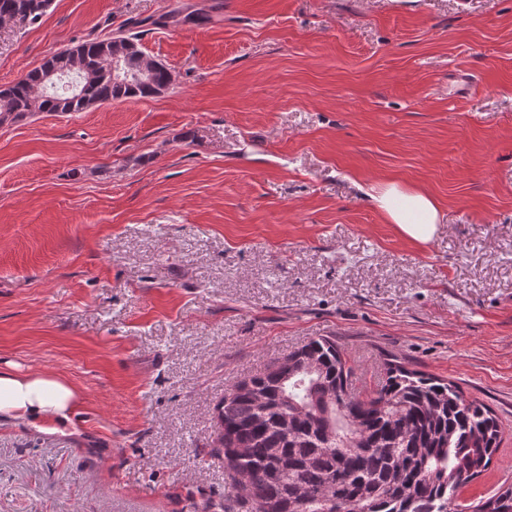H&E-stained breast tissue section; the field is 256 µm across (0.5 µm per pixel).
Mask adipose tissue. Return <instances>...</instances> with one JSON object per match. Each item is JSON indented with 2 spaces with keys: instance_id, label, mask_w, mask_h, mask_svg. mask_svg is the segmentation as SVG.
Listing matches in <instances>:
<instances>
[{
  "instance_id": "1",
  "label": "adipose tissue",
  "mask_w": 512,
  "mask_h": 512,
  "mask_svg": "<svg viewBox=\"0 0 512 512\" xmlns=\"http://www.w3.org/2000/svg\"><path fill=\"white\" fill-rule=\"evenodd\" d=\"M373 205L414 242H429L443 215L433 197L404 189L398 182L380 185ZM81 402L78 389L65 378L40 368L24 372L0 370V419L22 420L64 430Z\"/></svg>"
}]
</instances>
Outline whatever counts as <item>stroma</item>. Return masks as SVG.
<instances>
[{
    "instance_id": "1",
    "label": "stroma",
    "mask_w": 512,
    "mask_h": 512,
    "mask_svg": "<svg viewBox=\"0 0 512 512\" xmlns=\"http://www.w3.org/2000/svg\"><path fill=\"white\" fill-rule=\"evenodd\" d=\"M117 35L172 85L0 125V368L82 396L0 421V512H217L225 389L320 336L360 385L394 355L491 408L460 512L511 487L512 0H52L0 26V89ZM391 179L431 241L372 205ZM370 198L390 224H396L401 234L413 242H429L442 222L443 214L433 197L408 191L396 181L383 183Z\"/></svg>"
}]
</instances>
